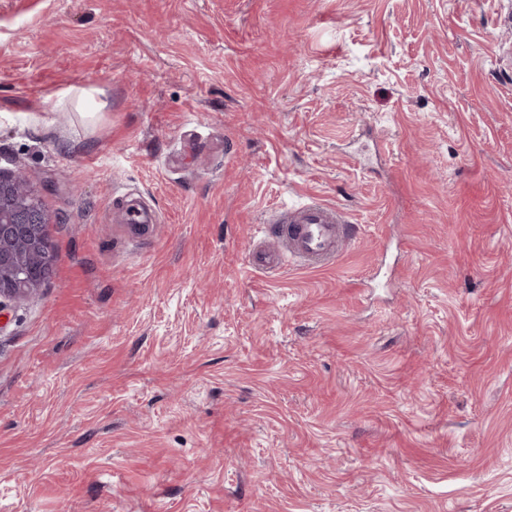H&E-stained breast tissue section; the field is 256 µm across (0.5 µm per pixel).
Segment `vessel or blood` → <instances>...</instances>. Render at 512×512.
<instances>
[{
    "label": "vessel or blood",
    "instance_id": "1",
    "mask_svg": "<svg viewBox=\"0 0 512 512\" xmlns=\"http://www.w3.org/2000/svg\"><path fill=\"white\" fill-rule=\"evenodd\" d=\"M260 232L273 245L253 251L249 264L262 273L283 270L292 261L305 267L327 264L357 237L356 226L348 223L342 210L314 200L282 209L261 225Z\"/></svg>",
    "mask_w": 512,
    "mask_h": 512
}]
</instances>
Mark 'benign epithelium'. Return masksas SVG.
<instances>
[{"label":"benign epithelium","mask_w":512,"mask_h":512,"mask_svg":"<svg viewBox=\"0 0 512 512\" xmlns=\"http://www.w3.org/2000/svg\"><path fill=\"white\" fill-rule=\"evenodd\" d=\"M50 224L32 176L0 174V316L6 301L38 291L51 278Z\"/></svg>","instance_id":"1"}]
</instances>
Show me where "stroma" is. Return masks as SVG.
I'll return each instance as SVG.
<instances>
[{"instance_id":"obj_1","label":"stroma","mask_w":512,"mask_h":512,"mask_svg":"<svg viewBox=\"0 0 512 512\" xmlns=\"http://www.w3.org/2000/svg\"><path fill=\"white\" fill-rule=\"evenodd\" d=\"M1 169L0 512H512V0H0ZM309 197L356 240L251 269ZM51 222L28 172L0 174V317L5 300L32 294L51 278Z\"/></svg>"}]
</instances>
